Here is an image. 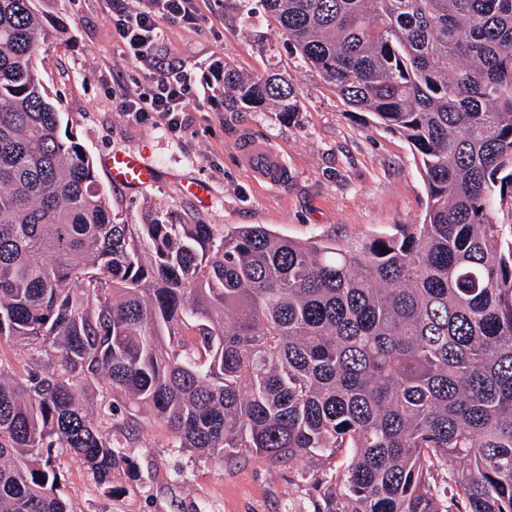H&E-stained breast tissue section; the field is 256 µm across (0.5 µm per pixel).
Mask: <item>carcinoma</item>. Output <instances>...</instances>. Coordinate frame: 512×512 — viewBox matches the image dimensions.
<instances>
[{
  "mask_svg": "<svg viewBox=\"0 0 512 512\" xmlns=\"http://www.w3.org/2000/svg\"><path fill=\"white\" fill-rule=\"evenodd\" d=\"M37 0H0V512H69L60 448L151 411L185 448L338 458L311 512H512V0H259L343 103L402 135L428 204L362 242L119 224L48 99ZM247 109L299 111L226 67Z\"/></svg>",
  "mask_w": 512,
  "mask_h": 512,
  "instance_id": "1",
  "label": "carcinoma"
}]
</instances>
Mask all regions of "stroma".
Returning a JSON list of instances; mask_svg holds the SVG:
<instances>
[{"label":"stroma","instance_id":"obj_1","mask_svg":"<svg viewBox=\"0 0 512 512\" xmlns=\"http://www.w3.org/2000/svg\"><path fill=\"white\" fill-rule=\"evenodd\" d=\"M113 0H38L58 28L36 65L50 100L92 157L112 215L146 223L150 212L176 224L236 227L260 224L295 240H366L420 222L424 181L409 143L351 111L307 63L276 35L263 12L243 24L224 0H199L200 20L165 24L158 67L189 77L196 101L180 131L155 113L121 112L115 103L148 83L146 69L126 60L112 23ZM256 75L280 69L298 93L300 110L238 112L215 80L224 64ZM272 147L288 167L283 185L256 181L242 161L244 141ZM123 147L145 156L160 175L130 190L112 184L103 159ZM208 187L197 198L192 187ZM136 430L111 432L128 465L111 488L100 486L78 459L58 454L60 493L71 512H310V476L328 465L318 457L297 464L244 453L217 461L175 447L169 430L136 410Z\"/></svg>","mask_w":512,"mask_h":512}]
</instances>
